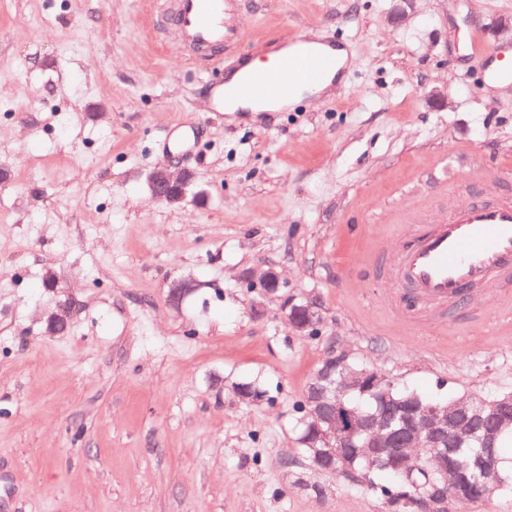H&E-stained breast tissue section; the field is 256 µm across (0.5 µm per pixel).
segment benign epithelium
<instances>
[{
    "label": "benign epithelium",
    "mask_w": 512,
    "mask_h": 512,
    "mask_svg": "<svg viewBox=\"0 0 512 512\" xmlns=\"http://www.w3.org/2000/svg\"><path fill=\"white\" fill-rule=\"evenodd\" d=\"M195 180L196 174L187 168L159 166L149 175L152 198L168 206L179 205ZM283 318L299 335L312 338L321 321L319 304L314 299H308L299 306L293 304L284 310ZM381 381L382 378L375 373H351L343 379L341 387L376 386ZM332 394L329 389L317 390L307 396L304 406L306 417L316 424L322 422L326 425V430L319 431L307 441L310 458L320 467L336 459V447L353 448L355 438L361 435L368 439L365 456L369 459L383 450H391L410 464L414 461L413 452L424 448L433 458L440 460L445 455L448 440L465 444L474 435L476 423H481L488 430L512 411L511 397L485 402L477 418L469 415L470 406L465 401L451 410L446 406H428L415 423L394 430L387 420L357 417L346 411L342 405L334 403ZM462 477L463 472L458 469L441 468V487L417 499L419 512H448V488L456 486Z\"/></svg>",
    "instance_id": "obj_1"
}]
</instances>
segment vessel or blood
<instances>
[{"instance_id":"b4317fda","label":"vessel or blood","mask_w":512,"mask_h":512,"mask_svg":"<svg viewBox=\"0 0 512 512\" xmlns=\"http://www.w3.org/2000/svg\"><path fill=\"white\" fill-rule=\"evenodd\" d=\"M158 31L199 49V64L220 69L224 52L238 43L227 17L228 0H162ZM470 54L495 83H512V50L488 43L480 29L470 36ZM259 66L222 81L225 102L263 104L290 98L300 86L320 88L339 75L335 49L302 47L283 55L256 47ZM448 214L431 223L430 200L392 215L396 229L375 235L368 263L385 284L386 312L400 325L440 324L463 317L468 332L481 334L492 318L512 327V199L488 204L468 196L463 182L445 189ZM494 296L496 312L485 299Z\"/></svg>"}]
</instances>
